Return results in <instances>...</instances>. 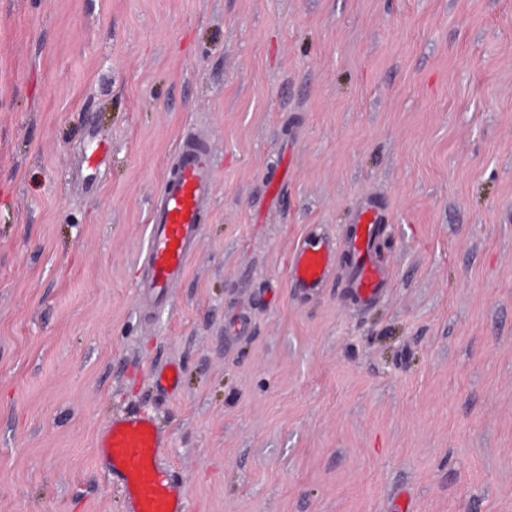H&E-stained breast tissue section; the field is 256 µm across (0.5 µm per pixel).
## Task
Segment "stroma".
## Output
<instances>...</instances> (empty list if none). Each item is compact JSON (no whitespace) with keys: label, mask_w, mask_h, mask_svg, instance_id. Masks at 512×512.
I'll return each instance as SVG.
<instances>
[{"label":"stroma","mask_w":512,"mask_h":512,"mask_svg":"<svg viewBox=\"0 0 512 512\" xmlns=\"http://www.w3.org/2000/svg\"><path fill=\"white\" fill-rule=\"evenodd\" d=\"M190 130L214 195L153 308ZM368 198L391 283L362 308ZM310 231L338 249L302 297ZM132 407L187 512H512V0H0V512H124L95 438ZM215 185L207 147L189 131L176 152V168L158 189L149 216L140 298L153 305L167 301L184 275L202 231ZM386 222L385 210L371 200L360 204L352 217L349 239L345 244L351 254V267L344 288L361 307L377 302L390 286L388 268L375 254L381 225ZM336 241L326 235L302 237L288 261L290 288L302 296L320 292L333 271Z\"/></svg>","instance_id":"stroma-1"}]
</instances>
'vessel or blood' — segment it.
<instances>
[{"label":"vessel or blood","mask_w":512,"mask_h":512,"mask_svg":"<svg viewBox=\"0 0 512 512\" xmlns=\"http://www.w3.org/2000/svg\"><path fill=\"white\" fill-rule=\"evenodd\" d=\"M215 185L207 148L192 132L176 152V167L160 185L149 216L140 298L166 302L184 275L202 231ZM387 215L374 201H364L353 214L345 244L351 267L345 286L360 306L377 302L390 286L389 271L375 254ZM336 261V242L326 235L302 237L288 261V281L302 296L324 288ZM169 435L152 413L118 411L99 429L96 462L122 491L125 512H186L182 483L163 458Z\"/></svg>","instance_id":"1"}]
</instances>
